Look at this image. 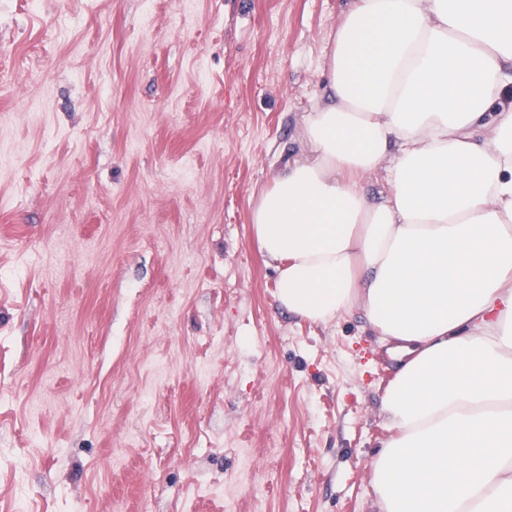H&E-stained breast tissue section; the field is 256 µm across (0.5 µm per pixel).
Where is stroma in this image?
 Returning <instances> with one entry per match:
<instances>
[{
    "instance_id": "obj_1",
    "label": "stroma",
    "mask_w": 512,
    "mask_h": 512,
    "mask_svg": "<svg viewBox=\"0 0 512 512\" xmlns=\"http://www.w3.org/2000/svg\"><path fill=\"white\" fill-rule=\"evenodd\" d=\"M347 0H0V512H379L397 366L249 215Z\"/></svg>"
}]
</instances>
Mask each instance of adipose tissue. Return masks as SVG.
I'll return each mask as SVG.
<instances>
[{"label":"adipose tissue","instance_id":"1","mask_svg":"<svg viewBox=\"0 0 512 512\" xmlns=\"http://www.w3.org/2000/svg\"><path fill=\"white\" fill-rule=\"evenodd\" d=\"M325 71L250 212L277 300L398 362L380 512H512V0H352Z\"/></svg>","mask_w":512,"mask_h":512}]
</instances>
